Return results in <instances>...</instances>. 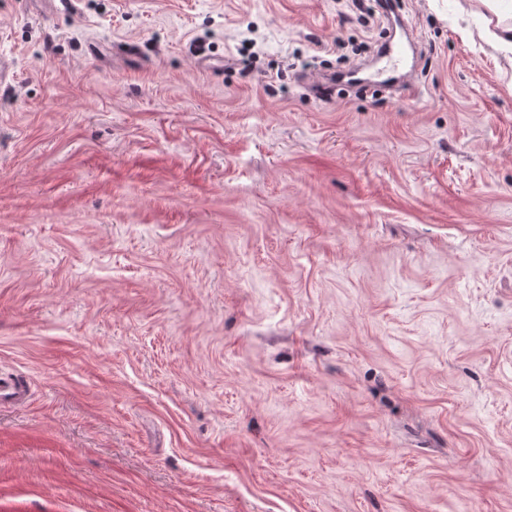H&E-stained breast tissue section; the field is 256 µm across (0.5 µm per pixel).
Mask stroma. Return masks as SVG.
Segmentation results:
<instances>
[{"mask_svg": "<svg viewBox=\"0 0 512 512\" xmlns=\"http://www.w3.org/2000/svg\"><path fill=\"white\" fill-rule=\"evenodd\" d=\"M396 2L0 0V512H512V48ZM380 54L383 58V64L370 77L361 78L358 71L355 70L350 76L362 82L372 83L376 85H389L392 82L393 75L400 69L402 61L401 51L392 46L382 47ZM28 395V386L20 380L0 377V403L21 404Z\"/></svg>", "mask_w": 512, "mask_h": 512, "instance_id": "35a3bbf8", "label": "stroma"}]
</instances>
